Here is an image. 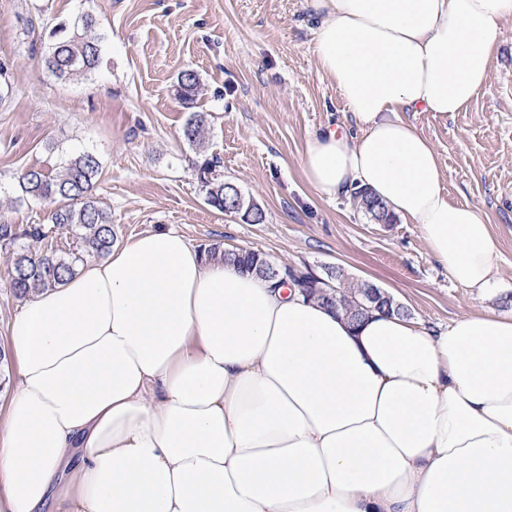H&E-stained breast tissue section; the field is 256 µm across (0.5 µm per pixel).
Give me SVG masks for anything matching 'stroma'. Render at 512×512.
<instances>
[{
	"label": "stroma",
	"mask_w": 512,
	"mask_h": 512,
	"mask_svg": "<svg viewBox=\"0 0 512 512\" xmlns=\"http://www.w3.org/2000/svg\"><path fill=\"white\" fill-rule=\"evenodd\" d=\"M83 13L99 22L102 63L87 76L54 79L39 58L58 25ZM314 26L307 0H0V223H48L50 203H15L19 175L89 150L101 160L95 195L118 244L174 230L198 246L250 249L302 272L338 267L431 328L484 310L415 225L372 223L352 195L329 199L306 180L310 137L357 133L318 67ZM186 69L200 80L190 105L175 92ZM193 112L209 118L201 149L182 135ZM404 118L437 151L450 201L487 216L500 281L512 289V18L468 111ZM212 157L219 176L263 210V223L207 204L198 168Z\"/></svg>",
	"instance_id": "35a3bbf8"
}]
</instances>
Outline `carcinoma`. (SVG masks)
Here are the masks:
<instances>
[{
    "instance_id": "obj_1",
    "label": "carcinoma",
    "mask_w": 512,
    "mask_h": 512,
    "mask_svg": "<svg viewBox=\"0 0 512 512\" xmlns=\"http://www.w3.org/2000/svg\"><path fill=\"white\" fill-rule=\"evenodd\" d=\"M102 35L96 18L86 13L71 25H62L54 32L41 63L45 70L58 80L84 77L97 68L101 59ZM199 88V78L192 70L182 71L177 80L176 95L185 104L194 101ZM207 120L202 112H193L184 128L185 139L198 148L204 147ZM216 159L206 160L199 168V179L205 189L206 201L217 210L242 215L252 224H261V208L244 196L237 195L235 186L215 175ZM101 161L91 151L79 152L50 172L32 168L18 179V195L14 202L29 200L59 201L62 206L51 213L53 227L28 224L21 228L15 224H0V249L12 254L9 270L10 285L18 298H26L47 288L56 287L77 274L78 265L88 256H107L117 240L111 214L96 198L94 187L100 174ZM354 200L364 214L376 224H393L395 215L388 206L364 189L354 192ZM65 228L71 235L72 249L62 257L56 252L33 253L28 242L48 237L52 228ZM206 256L222 257L271 279L272 263L250 250L224 251L211 244L202 247ZM309 284V296L328 302V296H337L339 309L353 322L365 314L370 304L369 289L375 284L368 281H351L340 268L327 271L324 277L303 274L301 284Z\"/></svg>"
}]
</instances>
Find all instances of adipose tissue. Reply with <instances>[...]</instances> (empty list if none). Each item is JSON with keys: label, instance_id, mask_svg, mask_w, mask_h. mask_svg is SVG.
Wrapping results in <instances>:
<instances>
[{"label": "adipose tissue", "instance_id": "ef3b65f1", "mask_svg": "<svg viewBox=\"0 0 512 512\" xmlns=\"http://www.w3.org/2000/svg\"><path fill=\"white\" fill-rule=\"evenodd\" d=\"M308 4L358 134L311 138L307 181L367 189L497 297L486 217L402 114L467 110L512 0ZM7 346L0 512H512V310L355 325L169 230L28 299Z\"/></svg>", "mask_w": 512, "mask_h": 512}]
</instances>
